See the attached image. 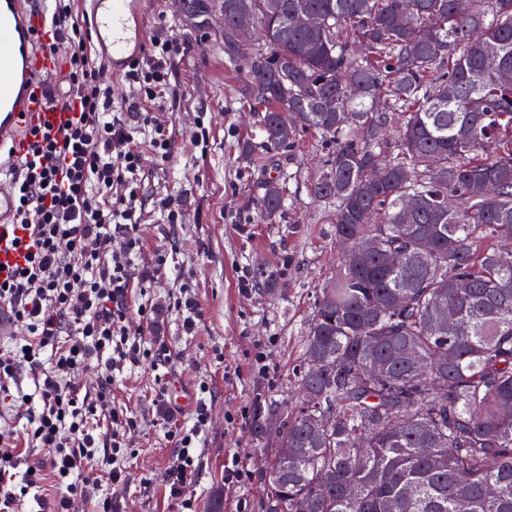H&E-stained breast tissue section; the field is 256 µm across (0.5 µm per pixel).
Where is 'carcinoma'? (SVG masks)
I'll return each mask as SVG.
<instances>
[{"label": "carcinoma", "mask_w": 512, "mask_h": 512, "mask_svg": "<svg viewBox=\"0 0 512 512\" xmlns=\"http://www.w3.org/2000/svg\"><path fill=\"white\" fill-rule=\"evenodd\" d=\"M238 3L217 6L230 67L263 112L260 148L290 147L300 128L333 145L310 195L334 204L340 251L294 403L254 415L260 440L272 416L285 421L260 474L263 512H512V252L498 246L512 239V85L499 81L512 0H414L410 13L407 0H252L246 44ZM434 15L443 26L426 34ZM328 98L336 111L319 106ZM479 182L493 192L473 194ZM263 190L271 220L283 187ZM406 196L419 200L410 215ZM364 236L374 252L356 251ZM443 311L459 334L437 330Z\"/></svg>", "instance_id": "obj_1"}]
</instances>
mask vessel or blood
<instances>
[{
  "instance_id": "obj_1",
  "label": "vessel or blood",
  "mask_w": 512,
  "mask_h": 512,
  "mask_svg": "<svg viewBox=\"0 0 512 512\" xmlns=\"http://www.w3.org/2000/svg\"><path fill=\"white\" fill-rule=\"evenodd\" d=\"M91 36L105 74L125 70L145 48L142 0H88ZM52 33L46 0H0V279L24 262L15 247L16 197L3 183L17 174L27 151L25 131L32 126H59L70 110L53 102L43 82L60 71L59 59L45 55L39 43Z\"/></svg>"
}]
</instances>
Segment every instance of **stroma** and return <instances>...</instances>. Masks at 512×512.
Instances as JSON below:
<instances>
[{"instance_id": "obj_1", "label": "stroma", "mask_w": 512, "mask_h": 512, "mask_svg": "<svg viewBox=\"0 0 512 512\" xmlns=\"http://www.w3.org/2000/svg\"><path fill=\"white\" fill-rule=\"evenodd\" d=\"M216 0H145L142 13L150 40H176L179 52L170 81L179 98L159 119L173 140L169 161L145 156L137 193L144 206L135 271L167 263L132 304L152 300L156 313L145 339L171 349V365L142 362L112 375V395L137 421L132 454L123 464L124 485L102 480L73 505L97 512L111 497L112 512H179L162 484L173 445L169 425L155 402L160 377L180 380L192 397H203L210 421L186 491L196 512L221 496L223 512H262L264 487L256 472L267 455L250 431L258 405L288 398L303 361L304 338L315 299L336 270L334 207L312 201L309 187L328 152L319 134L305 130L293 147L256 159L246 144L258 143L259 113L246 101L243 82L224 57V20ZM203 142H195L196 130ZM276 177L286 202L275 220L262 219V181ZM177 223H169V209ZM190 294L201 315L193 330L173 308ZM0 392V428L23 431L25 395L35 386L20 367ZM248 466L241 482H228L232 458Z\"/></svg>"}]
</instances>
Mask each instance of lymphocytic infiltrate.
Returning a JSON list of instances; mask_svg holds the SVG:
<instances>
[{
	"instance_id": "lymphocytic-infiltrate-1",
	"label": "lymphocytic infiltrate",
	"mask_w": 512,
	"mask_h": 512,
	"mask_svg": "<svg viewBox=\"0 0 512 512\" xmlns=\"http://www.w3.org/2000/svg\"><path fill=\"white\" fill-rule=\"evenodd\" d=\"M50 23L54 36L41 49L65 55L66 102L77 116L57 131L30 132L31 158L9 182L27 243L26 265L0 281V303L24 331L18 345L0 352V382L22 365L36 376L39 403L27 409L26 431L34 447L47 449L48 459L27 469L20 491L9 490L20 456L14 431L0 428V512H11L47 477L54 495L43 501L42 512H71L73 502L100 480L89 468L99 452L114 462L109 480L123 483L125 470L117 460L128 455L137 422L113 402L109 373L170 360L164 341L144 344L134 326L151 319L152 308L130 310L127 296L136 277L131 254L140 241L136 188L143 177L133 135L151 127L155 157L169 159L171 136L153 111L178 96L170 82L178 44L156 41L151 55L134 61L124 73L133 96L117 104L111 82L87 53L88 20L75 0H51ZM92 367L104 371L98 388L81 392L77 379ZM208 424V407L200 402L192 426L174 431L173 461L163 482L186 512L192 506L186 485Z\"/></svg>"
}]
</instances>
